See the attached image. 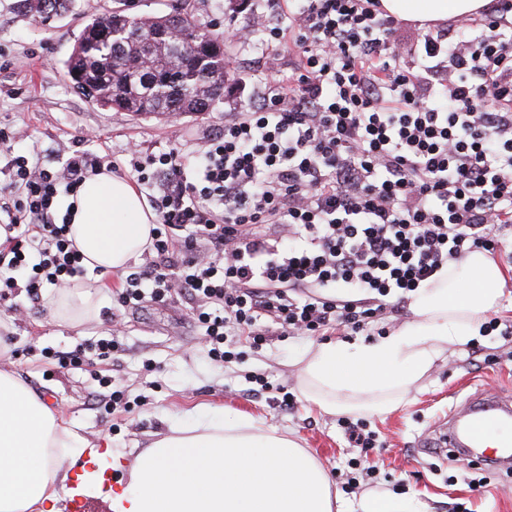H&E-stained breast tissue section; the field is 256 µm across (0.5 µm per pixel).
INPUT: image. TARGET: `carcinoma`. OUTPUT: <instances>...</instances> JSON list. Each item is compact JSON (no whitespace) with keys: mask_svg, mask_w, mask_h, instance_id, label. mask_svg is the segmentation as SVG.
<instances>
[{"mask_svg":"<svg viewBox=\"0 0 512 512\" xmlns=\"http://www.w3.org/2000/svg\"><path fill=\"white\" fill-rule=\"evenodd\" d=\"M30 16L45 22L70 0H24ZM123 34L114 37L112 30ZM224 60V38L187 12L166 15L102 13L80 29L65 62L74 87L102 107L147 117L209 112L235 80Z\"/></svg>","mask_w":512,"mask_h":512,"instance_id":"1","label":"carcinoma"}]
</instances>
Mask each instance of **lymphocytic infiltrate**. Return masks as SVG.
Here are the masks:
<instances>
[{
	"label": "lymphocytic infiltrate",
	"mask_w": 512,
	"mask_h": 512,
	"mask_svg": "<svg viewBox=\"0 0 512 512\" xmlns=\"http://www.w3.org/2000/svg\"><path fill=\"white\" fill-rule=\"evenodd\" d=\"M249 42L270 51L259 103L225 119L190 156L133 148L125 162L156 216L120 306L192 302L209 355L285 333L364 330L470 252H496L512 226V0L395 43L380 0H266ZM292 48L282 70L275 47ZM39 147L0 181V306L87 270L63 198L118 169L110 155ZM294 243L278 249L269 229Z\"/></svg>",
	"instance_id": "lymphocytic-infiltrate-1"
}]
</instances>
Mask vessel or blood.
<instances>
[{"label": "vessel or blood", "mask_w": 512, "mask_h": 512, "mask_svg": "<svg viewBox=\"0 0 512 512\" xmlns=\"http://www.w3.org/2000/svg\"><path fill=\"white\" fill-rule=\"evenodd\" d=\"M438 445L465 457L512 460V402L478 396L439 427Z\"/></svg>", "instance_id": "vessel-or-blood-1"}]
</instances>
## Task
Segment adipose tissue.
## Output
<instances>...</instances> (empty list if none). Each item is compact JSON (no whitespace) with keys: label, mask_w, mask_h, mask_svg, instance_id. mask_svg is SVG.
I'll return each instance as SVG.
<instances>
[{"label":"adipose tissue","mask_w":512,"mask_h":512,"mask_svg":"<svg viewBox=\"0 0 512 512\" xmlns=\"http://www.w3.org/2000/svg\"><path fill=\"white\" fill-rule=\"evenodd\" d=\"M488 0H381L404 20L436 23L479 14ZM69 238L89 269L122 272L149 245L155 216L136 188L111 173L88 178L73 199ZM504 272L486 252L449 264L410 302L396 333L352 347L328 344L303 359V387L326 413H388L445 353L480 333L502 295ZM100 283L47 294L52 319L74 327L93 315ZM17 374L0 371V512H63L62 492L97 494L113 467ZM324 469L288 437L237 416L172 424L135 459L112 492L111 512H334Z\"/></svg>","instance_id":"adipose-tissue-1"}]
</instances>
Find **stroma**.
Masks as SVG:
<instances>
[{
	"label": "stroma",
	"mask_w": 512,
	"mask_h": 512,
	"mask_svg": "<svg viewBox=\"0 0 512 512\" xmlns=\"http://www.w3.org/2000/svg\"><path fill=\"white\" fill-rule=\"evenodd\" d=\"M260 5V0H139L137 12L185 11L223 36L224 53L236 75L212 111L154 119L86 99L64 69L74 32L91 17L127 9L128 0H72L68 12L47 25L28 15L23 0H0V128L18 150L36 145L58 151L70 147L79 132H88L93 136L92 149L119 159L133 141L159 153L202 138L223 126L225 113L241 111L264 90L255 74L263 52L260 40L244 44L232 36ZM497 260L506 274L503 295L493 312L499 329L438 359L392 412L351 415V422L364 423L376 439L374 449L366 452L350 447L338 417L307 398L299 358L329 341L353 345L375 340L411 320L408 312L376 320L359 333L330 329L313 336H276L259 352L244 344L238 359L224 364L209 358L185 301L167 306L148 301L126 310L107 298L75 330L52 320L44 305L23 294L13 309L0 311V323L6 325L12 346L9 360L0 366L51 396L68 425L88 441L121 452L124 466L115 472L119 479L172 421L244 415L305 448L329 475L333 493L343 494L348 507H355L369 492L387 491L417 500L425 512H512V471L475 461L459 463L423 450L438 425L470 396L485 391L512 395V335L500 332L502 325H512V235L503 237ZM116 326L122 330L124 350L114 358L76 367L41 356L46 348L70 351L111 338ZM100 374L111 377L113 388L130 391L127 408L109 416L102 413L96 403ZM255 377L269 381L270 389L252 391ZM286 392L296 400L288 410L281 405ZM351 459L368 460L371 468L358 470V487L346 493L342 487Z\"/></svg>",
	"instance_id": "35a3bbf8"
}]
</instances>
